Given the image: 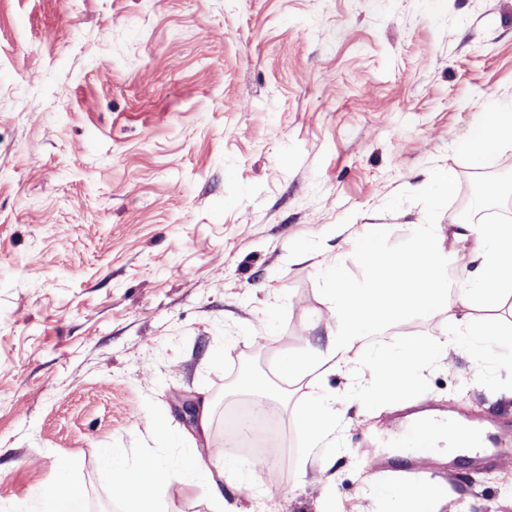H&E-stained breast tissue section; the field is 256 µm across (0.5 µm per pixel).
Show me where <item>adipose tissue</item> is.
I'll list each match as a JSON object with an SVG mask.
<instances>
[{"label":"adipose tissue","instance_id":"adipose-tissue-1","mask_svg":"<svg viewBox=\"0 0 512 512\" xmlns=\"http://www.w3.org/2000/svg\"><path fill=\"white\" fill-rule=\"evenodd\" d=\"M508 139H512V111L487 112L464 149L472 165L482 168ZM385 233V226H374L375 241ZM456 238L469 242V250H447L435 226L421 224L405 252H386L375 241L361 249L365 277L351 281L334 272V285L324 293L332 322L326 346L290 351L283 362V379H301L316 371L324 376L348 372L372 397L406 398L424 387L426 371L460 342L492 355L511 370L512 325L479 322L471 312L512 296V224L469 222L463 224ZM452 261L473 264L471 277L449 282L448 264ZM441 311L455 324L453 336L420 337L397 350L367 346L369 337L382 334L408 314L418 312L431 318ZM307 412L311 423L304 430L308 447L305 460L325 471L329 468L325 449L345 409L335 394L322 391L312 396ZM175 470L187 480L210 484L220 473L235 488L250 487L256 476L255 464L226 461L216 452L206 458L195 448L183 449L174 464L155 456L132 462L122 449L106 448L98 475L120 494L126 512H160L157 493ZM374 492L378 500L388 504L389 512H437L444 497L443 489L432 484L378 486Z\"/></svg>","mask_w":512,"mask_h":512}]
</instances>
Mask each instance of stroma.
<instances>
[{
  "label": "stroma",
  "instance_id": "35a3bbf8",
  "mask_svg": "<svg viewBox=\"0 0 512 512\" xmlns=\"http://www.w3.org/2000/svg\"><path fill=\"white\" fill-rule=\"evenodd\" d=\"M66 98H59L60 88ZM512 109V0H0V512L66 481L125 512L102 449L176 458L209 398V442L240 460L226 417L252 360L278 450L255 489L174 478L162 512H354L381 484L444 486L440 512H512V465L407 450L423 413L476 424L512 453V378L449 352L426 389L337 433L330 474L303 464L313 377L279 360L312 325L349 253L383 224H456L480 113ZM407 318L372 344L450 333ZM281 490L274 500L261 487Z\"/></svg>",
  "mask_w": 512,
  "mask_h": 512
}]
</instances>
